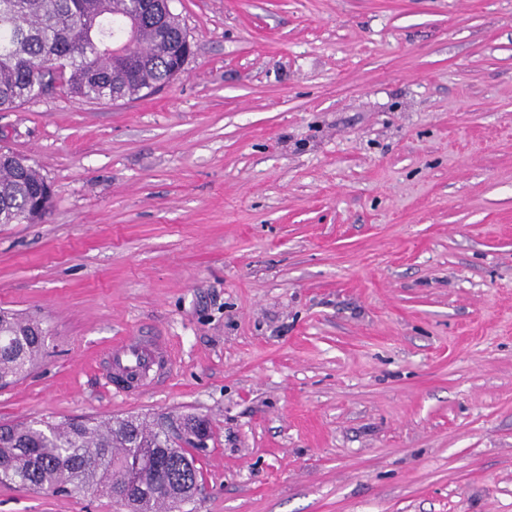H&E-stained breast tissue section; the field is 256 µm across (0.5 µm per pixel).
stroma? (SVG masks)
Masks as SVG:
<instances>
[{
	"mask_svg": "<svg viewBox=\"0 0 512 512\" xmlns=\"http://www.w3.org/2000/svg\"><path fill=\"white\" fill-rule=\"evenodd\" d=\"M170 8L194 54L152 95L0 112L54 192L0 224V310L47 331L0 424L206 418L183 512H512V0ZM150 332L168 384L115 395ZM174 362L167 336H133L114 342L100 366V375L116 393L141 395L167 383Z\"/></svg>",
	"mask_w": 512,
	"mask_h": 512,
	"instance_id": "obj_1",
	"label": "stroma"
}]
</instances>
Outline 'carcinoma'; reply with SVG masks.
<instances>
[{
  "mask_svg": "<svg viewBox=\"0 0 512 512\" xmlns=\"http://www.w3.org/2000/svg\"><path fill=\"white\" fill-rule=\"evenodd\" d=\"M191 54L168 0H0V111L56 89L99 102L141 97ZM51 205L31 160L1 153L0 224L34 223ZM45 339L37 316L0 311V384L23 376ZM199 433L209 428L195 416L1 425L0 483L123 491L131 512H172L194 500L199 471L187 445Z\"/></svg>",
  "mask_w": 512,
  "mask_h": 512,
  "instance_id": "1",
  "label": "carcinoma"
}]
</instances>
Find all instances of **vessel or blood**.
<instances>
[{
    "mask_svg": "<svg viewBox=\"0 0 512 512\" xmlns=\"http://www.w3.org/2000/svg\"><path fill=\"white\" fill-rule=\"evenodd\" d=\"M175 353L167 337L133 336L114 342L105 355L100 375L116 393L141 395L170 379Z\"/></svg>",
    "mask_w": 512,
    "mask_h": 512,
    "instance_id": "vessel-or-blood-1",
    "label": "vessel or blood"
}]
</instances>
